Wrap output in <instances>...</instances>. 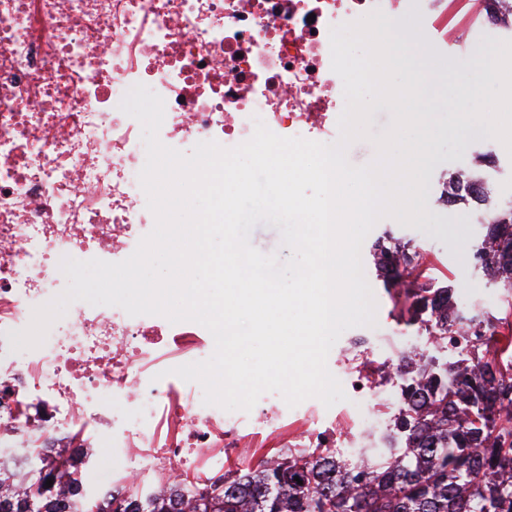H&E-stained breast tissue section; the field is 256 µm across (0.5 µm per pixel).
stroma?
Masks as SVG:
<instances>
[{"mask_svg":"<svg viewBox=\"0 0 512 512\" xmlns=\"http://www.w3.org/2000/svg\"><path fill=\"white\" fill-rule=\"evenodd\" d=\"M392 32L397 38V48L406 51L404 59L410 70L426 76L422 85L423 97L428 102L430 126L440 137L438 154L429 162L426 171L427 187L433 191L438 187L439 178L457 174L459 160L473 145L474 135H481L488 146L505 138V131L491 129L490 124L500 113L512 110V40L474 48L449 46L448 65L439 69L435 67L431 54L406 47L403 27H393ZM487 59L494 62L490 76L480 85H471L468 71ZM387 231L419 245L437 259V266L421 277V284L455 288L464 305L504 316L503 289L474 274L464 261L465 247L481 234V224L468 217H449L436 210L432 211L427 225L417 230L401 226L389 218L375 225L365 238L361 247L362 261H369L372 243ZM371 288L377 303L376 327L358 326L346 330L329 353L328 367L340 369L351 365L370 374L377 373L381 364L396 358L398 352L382 342L369 346L365 339L372 335L381 339L404 336L409 346L420 349L422 353L433 354V347L423 335L418 334L416 327L400 320L382 281L372 280Z\"/></svg>","mask_w":512,"mask_h":512,"instance_id":"1","label":"stroma"}]
</instances>
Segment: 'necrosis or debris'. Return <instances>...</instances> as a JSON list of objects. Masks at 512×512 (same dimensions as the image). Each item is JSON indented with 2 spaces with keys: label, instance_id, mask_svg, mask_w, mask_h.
Segmentation results:
<instances>
[{
  "label": "necrosis or debris",
  "instance_id": "obj_1",
  "mask_svg": "<svg viewBox=\"0 0 512 512\" xmlns=\"http://www.w3.org/2000/svg\"><path fill=\"white\" fill-rule=\"evenodd\" d=\"M487 0H0V451L8 466L32 448H81L83 466L108 450L114 473L99 493L143 488L171 469L189 484L224 472L241 447L239 419L203 402L200 384L171 368L211 357L194 322L129 316L72 303L44 344L13 352L8 331L60 294L63 257L120 262L155 217L139 173L147 154L138 120L119 105L142 83L164 101L158 136L191 152L231 148L256 120L282 137L332 143L345 107L331 68L329 30L373 10L415 28L437 64L449 43L481 46L512 35V5L488 18ZM357 433L304 431L305 448L375 447L381 388L360 371L336 374Z\"/></svg>",
  "mask_w": 512,
  "mask_h": 512
}]
</instances>
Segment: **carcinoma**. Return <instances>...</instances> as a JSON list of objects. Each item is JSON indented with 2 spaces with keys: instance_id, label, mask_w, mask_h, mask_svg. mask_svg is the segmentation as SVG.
Wrapping results in <instances>:
<instances>
[{
  "instance_id": "cac0c4a2",
  "label": "carcinoma",
  "mask_w": 512,
  "mask_h": 512,
  "mask_svg": "<svg viewBox=\"0 0 512 512\" xmlns=\"http://www.w3.org/2000/svg\"><path fill=\"white\" fill-rule=\"evenodd\" d=\"M483 208L481 235L467 259L487 282L512 296V201L456 179L457 195ZM373 264L401 304L400 319L421 322L440 351L471 345L479 355L438 368L421 353H405L386 373L402 379L393 431L402 446L371 448L344 458L328 448H286L255 467L228 469L202 488L173 477L143 498L127 490L125 512H512V355L482 340L501 319L455 300L450 288H408L420 265L415 248L386 234L372 246ZM81 457L51 458L35 448L25 469L0 465V512H110L78 472ZM300 478L297 484L294 478ZM53 485L40 491L42 484Z\"/></svg>"
}]
</instances>
